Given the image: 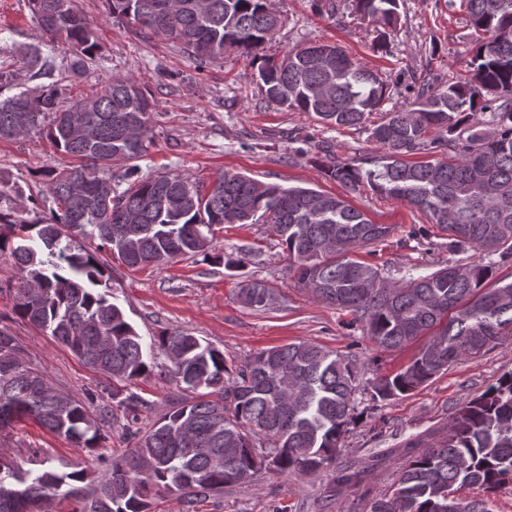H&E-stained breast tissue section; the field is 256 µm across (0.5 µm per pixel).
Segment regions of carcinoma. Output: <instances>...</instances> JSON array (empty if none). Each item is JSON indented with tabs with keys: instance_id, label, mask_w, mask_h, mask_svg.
Here are the masks:
<instances>
[{
	"instance_id": "1",
	"label": "carcinoma",
	"mask_w": 512,
	"mask_h": 512,
	"mask_svg": "<svg viewBox=\"0 0 512 512\" xmlns=\"http://www.w3.org/2000/svg\"><path fill=\"white\" fill-rule=\"evenodd\" d=\"M267 0H107L110 16L135 30L184 45L198 68L235 50L259 60L267 101L313 112L331 126L356 127L390 100V84L352 60L336 44L318 42L275 60L259 54L279 18ZM48 47L75 50L68 73L80 77L98 51L94 23L73 0H29ZM477 36L466 78L442 86H409L412 101L393 107L371 131L386 151L374 168L332 161L325 175L356 193L364 186L425 213L448 232V250L466 247L512 258V0H462ZM355 9L381 27L384 51L399 21V0H356ZM31 78L22 88L0 67V140L45 133L78 166L41 173L54 207L29 223L12 206L22 188L0 179V255L18 271L13 312L50 334L112 380V402L138 421L147 402L127 383L153 371L154 351L195 393L178 400L145 432L128 428L135 448L112 460L95 480L85 512H151L161 493L183 501L186 512L261 470L279 474L334 468L336 494L364 479L366 470L337 465L360 392L349 359L314 342L299 341L256 353L230 368L224 352L180 331L146 344L109 291L98 253L108 250L131 268L161 267L180 257H209L216 224H268L288 252L297 286L365 323L383 352L402 350L430 335L410 362L374 379L372 399L412 392L463 355H476L512 335V281L495 279L490 264L448 263L430 274L389 285L378 267L353 256L390 236L338 196L313 188L262 183L225 172L205 191L178 175L134 180L132 162L152 138L155 101L131 76L112 79L102 93L63 98L54 56L26 54ZM479 113L488 122H476ZM437 136L427 138L430 130ZM456 150L453 163H408L413 152ZM125 163L121 175L112 164ZM128 186H123V183ZM99 244L76 247L73 237ZM241 302L265 309L274 299L262 281L239 288ZM22 346L0 328V428L31 417L77 448L93 451L106 439L108 415L94 411V394L76 399L54 388L38 369L19 361ZM390 493L369 512H490L483 500H452L459 485L494 490L512 483V373L457 410L441 437L405 448ZM84 469L63 472L0 464V512H41L63 491L81 492Z\"/></svg>"
}]
</instances>
